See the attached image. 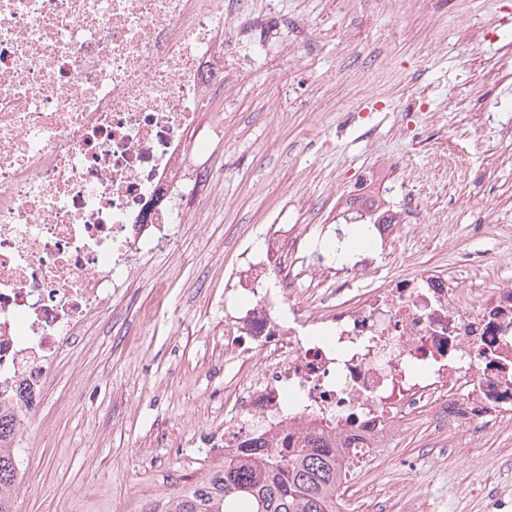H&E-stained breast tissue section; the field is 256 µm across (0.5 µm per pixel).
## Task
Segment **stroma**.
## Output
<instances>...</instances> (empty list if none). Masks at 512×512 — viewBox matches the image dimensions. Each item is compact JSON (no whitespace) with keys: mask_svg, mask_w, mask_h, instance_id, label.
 I'll return each mask as SVG.
<instances>
[{"mask_svg":"<svg viewBox=\"0 0 512 512\" xmlns=\"http://www.w3.org/2000/svg\"><path fill=\"white\" fill-rule=\"evenodd\" d=\"M242 37L224 31V131L187 160L169 206L219 212L181 225L169 250L141 253L129 282L57 360L23 428L14 512H144L223 462L224 278L267 224L330 228L347 190L454 236L406 241L407 261L453 265L489 254L512 225V0H234ZM463 163L448 169L449 152ZM211 164V179L196 171ZM153 315L142 327L144 312ZM512 495V427L475 441L425 421L387 455L358 464L340 512L411 497L441 512H495Z\"/></svg>","mask_w":512,"mask_h":512,"instance_id":"1","label":"stroma"}]
</instances>
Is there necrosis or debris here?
Segmentation results:
<instances>
[{
    "label": "necrosis or debris",
    "mask_w": 512,
    "mask_h": 512,
    "mask_svg": "<svg viewBox=\"0 0 512 512\" xmlns=\"http://www.w3.org/2000/svg\"><path fill=\"white\" fill-rule=\"evenodd\" d=\"M224 0H0V406L28 422L76 329L166 251L176 168L224 90ZM308 224H270L224 283L225 456L318 437L383 455L423 419L474 439L512 423V278L427 266L366 285L403 224L312 267Z\"/></svg>",
    "instance_id": "necrosis-or-debris-1"
}]
</instances>
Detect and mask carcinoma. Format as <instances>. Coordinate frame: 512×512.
<instances>
[{
  "instance_id": "obj_1",
  "label": "carcinoma",
  "mask_w": 512,
  "mask_h": 512,
  "mask_svg": "<svg viewBox=\"0 0 512 512\" xmlns=\"http://www.w3.org/2000/svg\"><path fill=\"white\" fill-rule=\"evenodd\" d=\"M20 426L0 408V512H13L8 488L21 469ZM343 479L336 452L324 446L274 448L263 457L226 459L145 512H336Z\"/></svg>"
}]
</instances>
